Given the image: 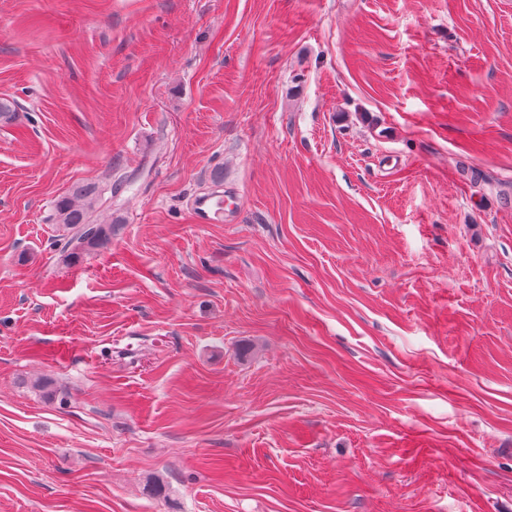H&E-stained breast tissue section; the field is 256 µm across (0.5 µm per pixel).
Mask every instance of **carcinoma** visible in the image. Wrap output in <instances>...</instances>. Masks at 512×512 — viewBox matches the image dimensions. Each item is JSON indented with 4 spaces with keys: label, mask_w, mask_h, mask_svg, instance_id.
Masks as SVG:
<instances>
[{
    "label": "carcinoma",
    "mask_w": 512,
    "mask_h": 512,
    "mask_svg": "<svg viewBox=\"0 0 512 512\" xmlns=\"http://www.w3.org/2000/svg\"><path fill=\"white\" fill-rule=\"evenodd\" d=\"M100 201L96 188L88 185H77L54 201V221L67 229L62 246L64 255L77 257L112 239L114 225L97 224L92 220Z\"/></svg>",
    "instance_id": "1"
}]
</instances>
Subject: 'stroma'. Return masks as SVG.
Listing matches in <instances>:
<instances>
[{"instance_id": "35a3bbf8", "label": "stroma", "mask_w": 512, "mask_h": 512, "mask_svg": "<svg viewBox=\"0 0 512 512\" xmlns=\"http://www.w3.org/2000/svg\"><path fill=\"white\" fill-rule=\"evenodd\" d=\"M0 98V512H512V0H0ZM100 201L96 188L88 185H77L54 201L53 219L67 229L62 246L65 256L77 257L112 239V222L97 224L92 220V213Z\"/></svg>"}]
</instances>
